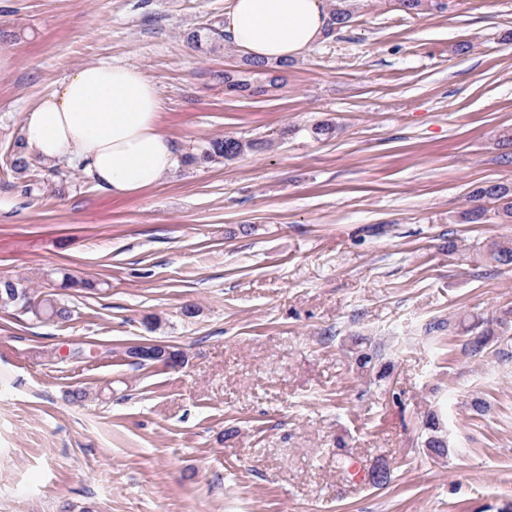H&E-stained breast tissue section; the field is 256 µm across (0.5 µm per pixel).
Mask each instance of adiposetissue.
I'll return each mask as SVG.
<instances>
[{
	"label": "adipose tissue",
	"instance_id": "adipose-tissue-1",
	"mask_svg": "<svg viewBox=\"0 0 512 512\" xmlns=\"http://www.w3.org/2000/svg\"><path fill=\"white\" fill-rule=\"evenodd\" d=\"M324 0H230L224 30L244 54L268 63L301 56L326 32ZM163 102L137 67L80 68L25 112L28 153L47 163L70 156L104 192L125 197L156 184L180 163L160 130Z\"/></svg>",
	"mask_w": 512,
	"mask_h": 512
}]
</instances>
